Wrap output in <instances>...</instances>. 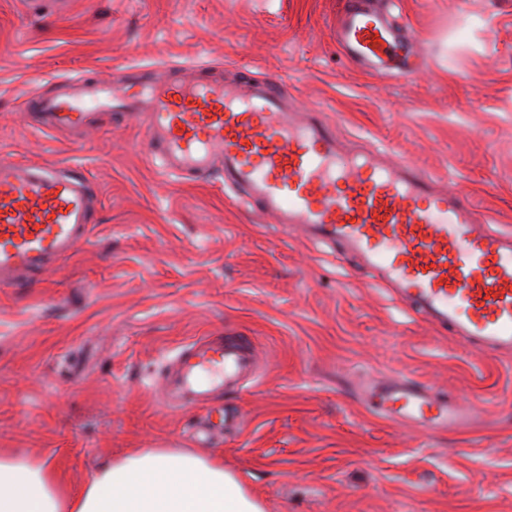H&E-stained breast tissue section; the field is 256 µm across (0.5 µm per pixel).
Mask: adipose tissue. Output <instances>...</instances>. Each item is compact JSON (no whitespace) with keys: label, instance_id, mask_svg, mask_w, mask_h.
I'll list each match as a JSON object with an SVG mask.
<instances>
[{"label":"adipose tissue","instance_id":"1","mask_svg":"<svg viewBox=\"0 0 512 512\" xmlns=\"http://www.w3.org/2000/svg\"><path fill=\"white\" fill-rule=\"evenodd\" d=\"M0 512H264L219 457L171 448L121 456L67 485L52 460L0 451Z\"/></svg>","mask_w":512,"mask_h":512}]
</instances>
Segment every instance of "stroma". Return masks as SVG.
<instances>
[{
  "label": "stroma",
  "mask_w": 512,
  "mask_h": 512,
  "mask_svg": "<svg viewBox=\"0 0 512 512\" xmlns=\"http://www.w3.org/2000/svg\"><path fill=\"white\" fill-rule=\"evenodd\" d=\"M341 0H0V156L96 191L86 241L0 284V449L72 483L137 448L219 456L266 512H512V355L433 328L331 247L236 202L220 173H166L136 121L31 125V94L82 71L194 66L279 82L352 151L415 161L512 231V0H399L414 75L366 74L336 43ZM236 336L257 375L177 411L163 372L201 336ZM403 374L475 407L460 430L376 415L357 390Z\"/></svg>",
  "instance_id": "obj_1"
}]
</instances>
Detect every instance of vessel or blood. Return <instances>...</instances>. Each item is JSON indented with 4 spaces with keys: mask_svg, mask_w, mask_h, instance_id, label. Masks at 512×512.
<instances>
[{
    "mask_svg": "<svg viewBox=\"0 0 512 512\" xmlns=\"http://www.w3.org/2000/svg\"><path fill=\"white\" fill-rule=\"evenodd\" d=\"M336 34L351 59L376 72L413 74L414 34L365 0H342ZM116 100L144 127L145 153L161 155L169 170H219L277 223L356 256L433 327L484 354L512 353V233L493 231L467 194L438 189L410 160L346 151L323 113L296 112L274 80L222 81L200 68L189 80L115 87L85 75L33 96L28 108L37 127L79 129L88 123L86 102ZM93 199L84 179L60 175L56 165L1 156L0 281L72 253L87 235ZM255 363L237 338H197L167 375V403L208 405ZM366 391L379 395L391 421L434 430L472 419L464 405L405 376Z\"/></svg>",
    "mask_w": 512,
    "mask_h": 512,
    "instance_id": "vessel-or-blood-1",
    "label": "vessel or blood"
}]
</instances>
